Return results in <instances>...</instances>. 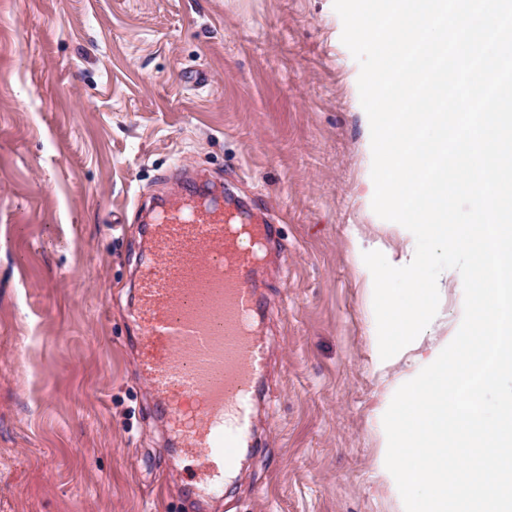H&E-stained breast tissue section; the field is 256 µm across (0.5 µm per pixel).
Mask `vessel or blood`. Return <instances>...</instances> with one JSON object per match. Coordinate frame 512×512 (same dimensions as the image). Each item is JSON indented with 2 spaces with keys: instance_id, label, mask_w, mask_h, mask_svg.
Instances as JSON below:
<instances>
[{
  "instance_id": "b4317fda",
  "label": "vessel or blood",
  "mask_w": 512,
  "mask_h": 512,
  "mask_svg": "<svg viewBox=\"0 0 512 512\" xmlns=\"http://www.w3.org/2000/svg\"><path fill=\"white\" fill-rule=\"evenodd\" d=\"M254 201L227 206L189 195L150 209L129 321L138 376L152 413L167 419L178 457L197 461L199 500L219 497L239 448L253 439L256 382L269 341L256 330L263 247L278 237L259 226V242L232 237V224L254 223Z\"/></svg>"
}]
</instances>
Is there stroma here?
Returning <instances> with one entry per match:
<instances>
[{
  "label": "stroma",
  "mask_w": 512,
  "mask_h": 512,
  "mask_svg": "<svg viewBox=\"0 0 512 512\" xmlns=\"http://www.w3.org/2000/svg\"><path fill=\"white\" fill-rule=\"evenodd\" d=\"M342 30L333 0H0V512H393L394 375L354 238L401 240L372 209ZM176 167L256 197L281 237L259 445L204 507L141 416L124 319L137 205L182 197Z\"/></svg>",
  "instance_id": "35a3bbf8"
}]
</instances>
